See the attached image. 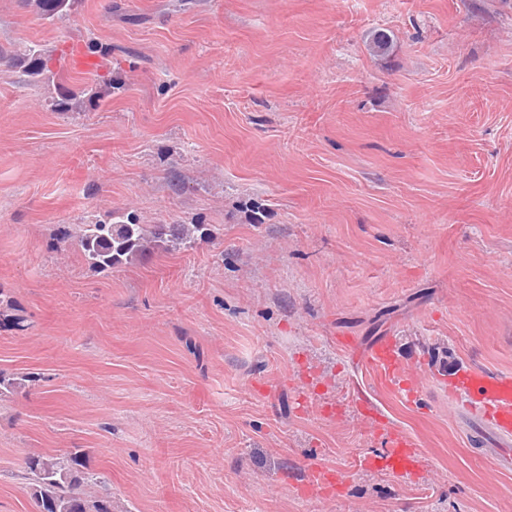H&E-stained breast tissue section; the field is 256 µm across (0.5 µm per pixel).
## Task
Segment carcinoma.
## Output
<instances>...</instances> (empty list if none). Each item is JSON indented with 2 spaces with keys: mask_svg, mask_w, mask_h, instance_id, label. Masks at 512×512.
Here are the masks:
<instances>
[{
  "mask_svg": "<svg viewBox=\"0 0 512 512\" xmlns=\"http://www.w3.org/2000/svg\"><path fill=\"white\" fill-rule=\"evenodd\" d=\"M71 0H29L41 15L51 18L67 11ZM393 39L383 29L375 30L369 42L378 56L387 54ZM203 234L200 224H138L126 221L84 224L76 237L77 248L84 261L97 270L115 268L145 253L152 243L162 240L173 249L190 245ZM36 381L28 375L7 377L0 372V398ZM26 471L33 485L38 512H112V496L102 493L87 498L85 485L104 484L105 477L87 471L84 454L76 450L64 457L31 454L26 458Z\"/></svg>",
  "mask_w": 512,
  "mask_h": 512,
  "instance_id": "carcinoma-1",
  "label": "carcinoma"
}]
</instances>
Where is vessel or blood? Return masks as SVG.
Returning a JSON list of instances; mask_svg holds the SVG:
<instances>
[{"label":"vessel or blood","mask_w":512,"mask_h":512,"mask_svg":"<svg viewBox=\"0 0 512 512\" xmlns=\"http://www.w3.org/2000/svg\"><path fill=\"white\" fill-rule=\"evenodd\" d=\"M356 364L377 370L394 388H406L401 359L392 338L385 337L368 347L349 341ZM449 394L461 401L470 415L474 438L496 450L499 466H512V375L493 374L474 367H459L449 380ZM383 450L369 458L374 467L397 475L412 472L421 461L418 440L409 432L380 424Z\"/></svg>","instance_id":"b4317fda"}]
</instances>
